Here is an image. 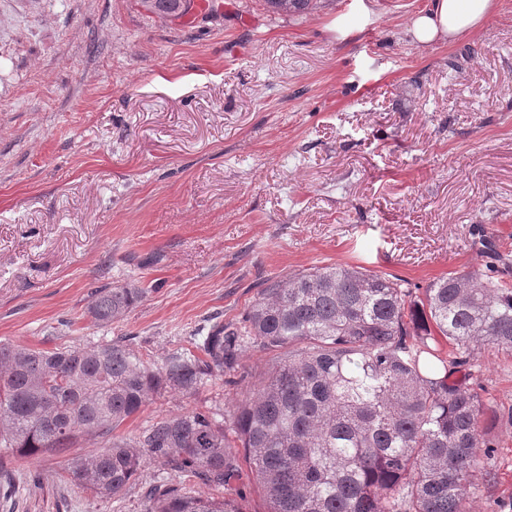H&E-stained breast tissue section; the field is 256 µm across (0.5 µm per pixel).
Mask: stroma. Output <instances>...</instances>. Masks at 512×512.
Listing matches in <instances>:
<instances>
[{"label": "stroma", "instance_id": "stroma-1", "mask_svg": "<svg viewBox=\"0 0 512 512\" xmlns=\"http://www.w3.org/2000/svg\"><path fill=\"white\" fill-rule=\"evenodd\" d=\"M432 0H317L275 13L223 0L179 20L140 0H0V341L52 349L119 336L152 362L266 283L361 266L426 288L497 266L512 282V0L457 41L415 44ZM142 289L118 322L95 289ZM474 354L496 441L470 512H512V353ZM241 381L154 398L124 422L219 400ZM64 458H10L0 512H145L146 464L123 497L60 481ZM40 482H32L31 472Z\"/></svg>", "mask_w": 512, "mask_h": 512}]
</instances>
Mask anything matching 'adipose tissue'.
<instances>
[{
  "instance_id": "obj_1",
  "label": "adipose tissue",
  "mask_w": 512,
  "mask_h": 512,
  "mask_svg": "<svg viewBox=\"0 0 512 512\" xmlns=\"http://www.w3.org/2000/svg\"><path fill=\"white\" fill-rule=\"evenodd\" d=\"M494 7L495 0H432L430 9L411 19L408 32L420 45L451 41L480 28Z\"/></svg>"
}]
</instances>
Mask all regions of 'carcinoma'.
<instances>
[{
  "label": "carcinoma",
  "instance_id": "cac0c4a2",
  "mask_svg": "<svg viewBox=\"0 0 512 512\" xmlns=\"http://www.w3.org/2000/svg\"><path fill=\"white\" fill-rule=\"evenodd\" d=\"M265 2L288 13L313 0ZM142 5L178 19L193 0ZM495 273H451L415 299L390 275L315 267L270 282L242 320L213 325L159 365L122 338L51 350L0 341V459L64 456L63 480L102 501L156 463L179 481L153 486L146 512H241L234 499L197 497L187 485L228 491L245 467L267 512H467L478 457L494 453L479 421L490 400L481 386L448 379L477 366L476 340L512 351V284ZM141 294L98 288L87 313L111 324ZM248 347L277 362L229 427L219 410L195 408L114 435L150 397L168 388L193 395L236 371ZM86 434L100 449L89 459L70 455Z\"/></svg>",
  "mask_w": 512,
  "mask_h": 512
}]
</instances>
